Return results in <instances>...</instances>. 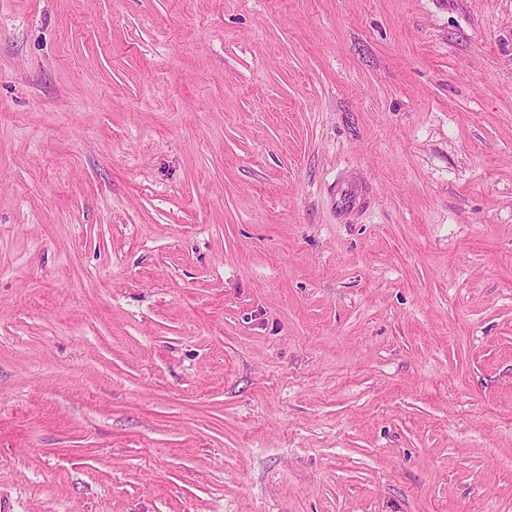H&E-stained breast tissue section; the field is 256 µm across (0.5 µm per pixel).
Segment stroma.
<instances>
[{"instance_id": "35a3bbf8", "label": "stroma", "mask_w": 512, "mask_h": 512, "mask_svg": "<svg viewBox=\"0 0 512 512\" xmlns=\"http://www.w3.org/2000/svg\"><path fill=\"white\" fill-rule=\"evenodd\" d=\"M0 512H512V0H0Z\"/></svg>"}]
</instances>
